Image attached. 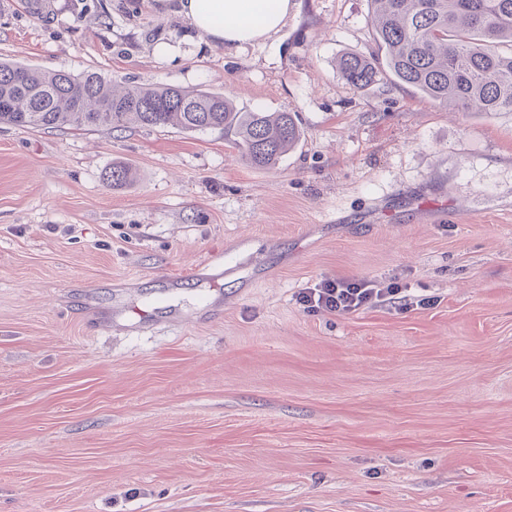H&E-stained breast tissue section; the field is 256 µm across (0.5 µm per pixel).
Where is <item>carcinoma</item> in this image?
I'll return each instance as SVG.
<instances>
[{"mask_svg":"<svg viewBox=\"0 0 512 512\" xmlns=\"http://www.w3.org/2000/svg\"><path fill=\"white\" fill-rule=\"evenodd\" d=\"M370 29L377 53H348L339 76L356 89L382 78L414 89L441 106L464 112H512V0H371ZM0 123L26 128L110 127L129 123L185 132L222 130L241 158L275 167L301 138L289 112H253L207 89L163 84L122 91L97 72L44 71L0 61ZM114 187L133 181L132 168L105 172Z\"/></svg>","mask_w":512,"mask_h":512,"instance_id":"1","label":"carcinoma"}]
</instances>
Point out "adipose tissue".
<instances>
[{
    "label": "adipose tissue",
    "instance_id": "adipose-tissue-1",
    "mask_svg": "<svg viewBox=\"0 0 512 512\" xmlns=\"http://www.w3.org/2000/svg\"><path fill=\"white\" fill-rule=\"evenodd\" d=\"M290 8L291 0H176L191 29L229 51L276 34Z\"/></svg>",
    "mask_w": 512,
    "mask_h": 512
}]
</instances>
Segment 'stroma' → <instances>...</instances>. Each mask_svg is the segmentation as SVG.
<instances>
[{"instance_id":"obj_1","label":"stroma","mask_w":512,"mask_h":512,"mask_svg":"<svg viewBox=\"0 0 512 512\" xmlns=\"http://www.w3.org/2000/svg\"><path fill=\"white\" fill-rule=\"evenodd\" d=\"M50 2L0 0V60L302 137L261 170L220 130L0 125V512H512V113L339 79L369 0L233 52L158 0ZM336 278L403 299L298 303Z\"/></svg>"}]
</instances>
